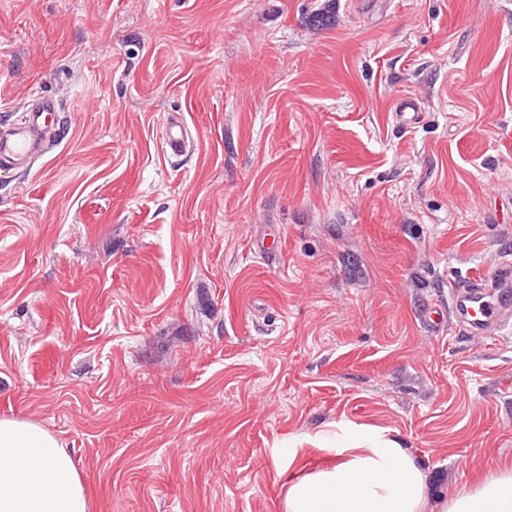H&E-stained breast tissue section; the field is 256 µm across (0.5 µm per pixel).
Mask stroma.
<instances>
[{
    "instance_id": "obj_1",
    "label": "stroma",
    "mask_w": 512,
    "mask_h": 512,
    "mask_svg": "<svg viewBox=\"0 0 512 512\" xmlns=\"http://www.w3.org/2000/svg\"><path fill=\"white\" fill-rule=\"evenodd\" d=\"M37 91L0 417L62 440L91 512H282L377 432L434 510L512 466V332L448 294L512 260V0H0V119ZM186 128L178 118H170L166 124L165 147L171 155H181L186 150Z\"/></svg>"
}]
</instances>
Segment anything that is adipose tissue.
Instances as JSON below:
<instances>
[{
	"label": "adipose tissue",
	"mask_w": 512,
	"mask_h": 512,
	"mask_svg": "<svg viewBox=\"0 0 512 512\" xmlns=\"http://www.w3.org/2000/svg\"><path fill=\"white\" fill-rule=\"evenodd\" d=\"M284 512H430L427 480L393 439L341 448L291 482ZM0 512H90L62 441L39 423L0 417ZM440 512H512V468L452 493Z\"/></svg>",
	"instance_id": "adipose-tissue-1"
}]
</instances>
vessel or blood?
Masks as SVG:
<instances>
[{"mask_svg":"<svg viewBox=\"0 0 512 512\" xmlns=\"http://www.w3.org/2000/svg\"><path fill=\"white\" fill-rule=\"evenodd\" d=\"M53 96L34 93L29 112L22 119L0 124V169L30 164L42 151L48 116L59 112ZM187 133L183 122L168 119L165 147L172 155L186 149ZM452 304L459 314L462 329L470 334L495 335L512 327V262L501 260L484 272L452 283Z\"/></svg>","mask_w":512,"mask_h":512,"instance_id":"b4317fda","label":"vessel or blood"}]
</instances>
